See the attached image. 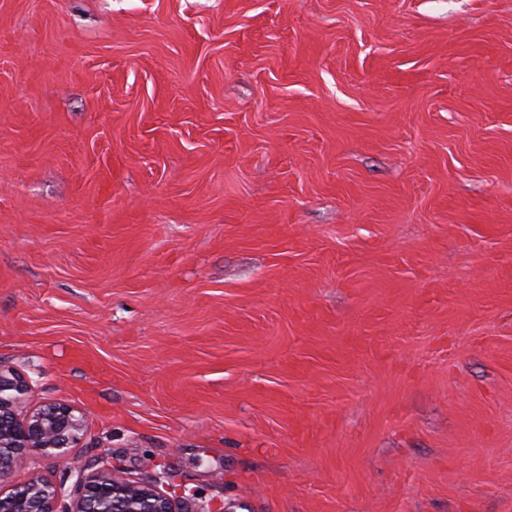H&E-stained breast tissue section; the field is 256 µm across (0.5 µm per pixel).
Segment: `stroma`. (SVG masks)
<instances>
[{
    "label": "stroma",
    "instance_id": "35a3bbf8",
    "mask_svg": "<svg viewBox=\"0 0 512 512\" xmlns=\"http://www.w3.org/2000/svg\"><path fill=\"white\" fill-rule=\"evenodd\" d=\"M226 512H512V0H0V364Z\"/></svg>",
    "mask_w": 512,
    "mask_h": 512
}]
</instances>
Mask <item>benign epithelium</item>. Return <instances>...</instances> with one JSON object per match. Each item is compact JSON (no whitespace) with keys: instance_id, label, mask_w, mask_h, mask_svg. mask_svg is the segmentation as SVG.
I'll use <instances>...</instances> for the list:
<instances>
[{"instance_id":"7a95c632","label":"benign epithelium","mask_w":512,"mask_h":512,"mask_svg":"<svg viewBox=\"0 0 512 512\" xmlns=\"http://www.w3.org/2000/svg\"><path fill=\"white\" fill-rule=\"evenodd\" d=\"M32 392L30 381L0 364V512H180L175 487L157 478L136 483L110 464L87 473L75 472L76 495L67 506L64 485L38 473L1 487L33 454L65 458L77 447L84 428L82 414L64 402L21 409Z\"/></svg>"}]
</instances>
